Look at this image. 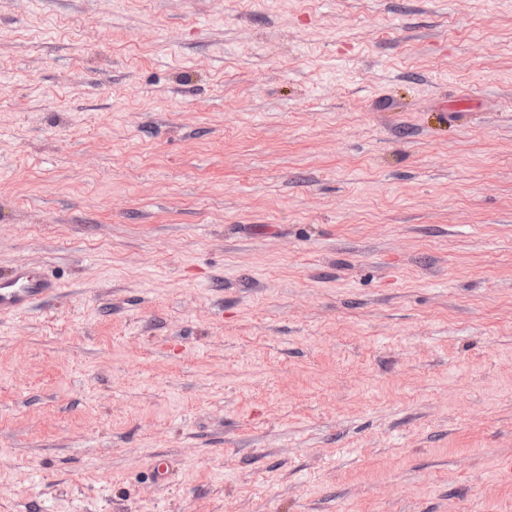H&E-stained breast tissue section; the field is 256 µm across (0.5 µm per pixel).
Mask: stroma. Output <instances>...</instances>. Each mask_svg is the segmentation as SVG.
<instances>
[{
  "label": "stroma",
  "instance_id": "1",
  "mask_svg": "<svg viewBox=\"0 0 512 512\" xmlns=\"http://www.w3.org/2000/svg\"><path fill=\"white\" fill-rule=\"evenodd\" d=\"M23 266L0 512H512V0H0ZM56 290L44 273L17 268L9 277L0 278V317L22 313L33 301L50 298Z\"/></svg>",
  "mask_w": 512,
  "mask_h": 512
}]
</instances>
